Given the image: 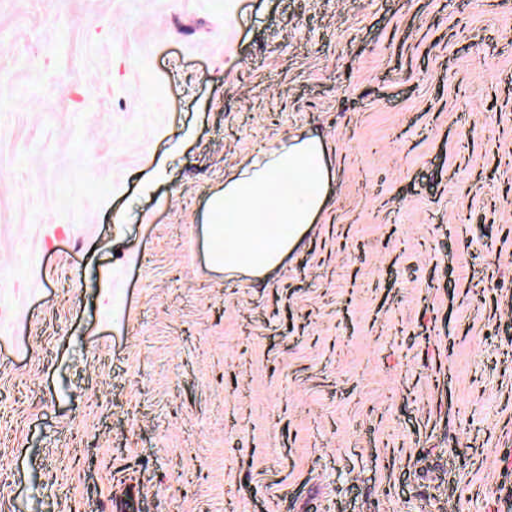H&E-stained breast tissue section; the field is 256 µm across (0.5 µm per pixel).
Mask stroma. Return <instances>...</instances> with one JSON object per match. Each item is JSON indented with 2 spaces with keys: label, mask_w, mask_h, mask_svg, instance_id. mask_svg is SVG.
<instances>
[{
  "label": "stroma",
  "mask_w": 512,
  "mask_h": 512,
  "mask_svg": "<svg viewBox=\"0 0 512 512\" xmlns=\"http://www.w3.org/2000/svg\"><path fill=\"white\" fill-rule=\"evenodd\" d=\"M0 512H512V0H0ZM326 152L319 136L295 139L224 180V191L210 198L205 212L214 265L259 275L288 254L326 206ZM230 209L234 246L224 225Z\"/></svg>",
  "instance_id": "35a3bbf8"
}]
</instances>
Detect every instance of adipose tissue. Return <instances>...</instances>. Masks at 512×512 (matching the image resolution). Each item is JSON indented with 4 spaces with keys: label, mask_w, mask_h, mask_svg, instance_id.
<instances>
[{
    "label": "adipose tissue",
    "mask_w": 512,
    "mask_h": 512,
    "mask_svg": "<svg viewBox=\"0 0 512 512\" xmlns=\"http://www.w3.org/2000/svg\"><path fill=\"white\" fill-rule=\"evenodd\" d=\"M326 152L320 137L297 139L225 179L205 212L214 265L258 275L280 262L327 203ZM230 216L237 228L232 239L225 227Z\"/></svg>",
    "instance_id": "1"
}]
</instances>
